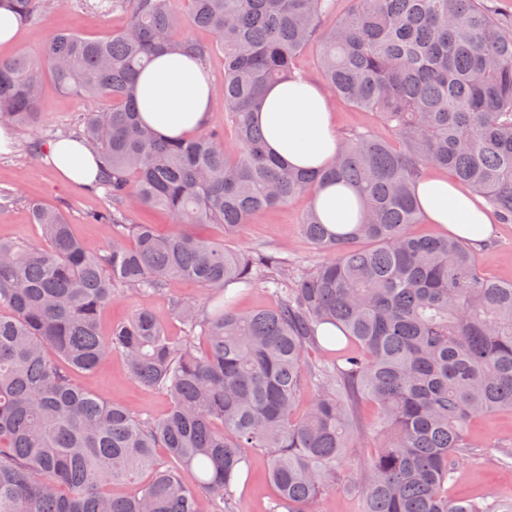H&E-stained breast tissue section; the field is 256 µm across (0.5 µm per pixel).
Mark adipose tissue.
I'll use <instances>...</instances> for the list:
<instances>
[{
  "label": "adipose tissue",
  "instance_id": "adipose-tissue-1",
  "mask_svg": "<svg viewBox=\"0 0 512 512\" xmlns=\"http://www.w3.org/2000/svg\"><path fill=\"white\" fill-rule=\"evenodd\" d=\"M142 120L165 137L201 130L211 112L207 71L193 58L164 52L155 57L138 81ZM267 147L292 168L318 169L330 164L337 148L334 115L326 91L310 79H286L265 94L255 114ZM50 160L64 181L90 185L98 177L101 157L76 139L49 147ZM431 223L474 244L490 240L495 217L484 200L445 175H429L415 187ZM312 203L322 222L337 233L356 222L354 194L342 185L318 187Z\"/></svg>",
  "mask_w": 512,
  "mask_h": 512
}]
</instances>
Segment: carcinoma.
<instances>
[{"label": "carcinoma", "mask_w": 512, "mask_h": 512, "mask_svg": "<svg viewBox=\"0 0 512 512\" xmlns=\"http://www.w3.org/2000/svg\"><path fill=\"white\" fill-rule=\"evenodd\" d=\"M59 2L0 6L31 23ZM176 2L80 0L124 14L125 27L106 37L58 31L36 62L0 59V120L36 123L47 76L106 102L77 124L101 156L96 186L112 203L91 215L109 229L101 252L41 202L31 211L42 243L0 240V512H234L253 450L268 459L271 512H319L338 489L358 512H512V498L448 495L473 455L469 421L512 410V280L487 276L462 239L409 231L424 219L415 184L428 169L512 224V13L483 0H350L343 13L337 0H182L211 35L200 42L177 34ZM312 45L326 89L385 130L341 138L319 172L269 155L253 118ZM169 49L204 63L222 54L224 125L170 140L142 124L138 76ZM324 182L352 190L357 224L335 233L308 206L303 235L325 254L308 271L279 250L236 251L191 231L233 234ZM142 208L169 212L178 229L128 222ZM180 280L208 292L203 305L172 297L185 335H167L166 317L148 307L103 334L118 293ZM259 280L275 286L278 305L239 311L228 287ZM324 324L357 351L338 341L336 359H312ZM109 354L135 383L168 395L166 414L144 419L74 382ZM364 402L375 408L368 424ZM365 439L375 452L350 477L345 458ZM144 474L134 493H112Z\"/></svg>", "instance_id": "obj_1"}]
</instances>
